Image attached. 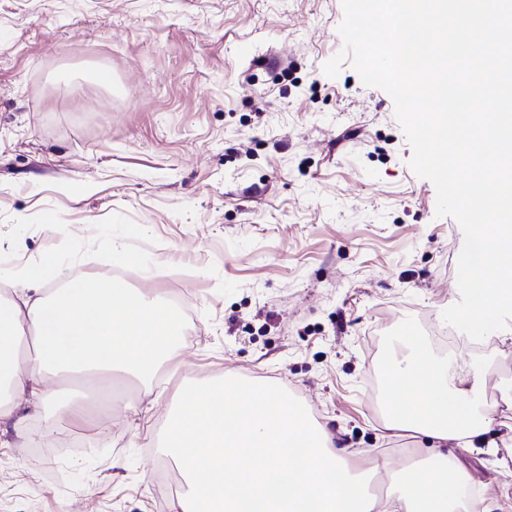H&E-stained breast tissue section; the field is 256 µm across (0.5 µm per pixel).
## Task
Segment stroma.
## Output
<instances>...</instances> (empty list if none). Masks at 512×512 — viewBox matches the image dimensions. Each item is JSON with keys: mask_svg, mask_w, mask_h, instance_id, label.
<instances>
[{"mask_svg": "<svg viewBox=\"0 0 512 512\" xmlns=\"http://www.w3.org/2000/svg\"><path fill=\"white\" fill-rule=\"evenodd\" d=\"M342 0H0V275L23 287L110 277L162 295L177 354L119 404L20 407L0 426V512H172L158 481L186 388L225 373L277 382L362 468L423 438L391 437L382 378L413 351L447 361L493 417L496 454L448 444L474 512H512V370L497 334H454L458 222L436 214L388 92L351 58L336 77ZM126 261L113 260V251ZM71 410L58 420V407ZM86 436L60 455L63 432Z\"/></svg>", "mask_w": 512, "mask_h": 512, "instance_id": "1", "label": "stroma"}]
</instances>
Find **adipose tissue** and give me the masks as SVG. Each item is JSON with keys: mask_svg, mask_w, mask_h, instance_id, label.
I'll list each match as a JSON object with an SVG mask.
<instances>
[{"mask_svg": "<svg viewBox=\"0 0 512 512\" xmlns=\"http://www.w3.org/2000/svg\"><path fill=\"white\" fill-rule=\"evenodd\" d=\"M177 319L155 294L108 278L71 282L44 297L0 302V422L19 404L53 403L46 375L91 383L119 375L149 386L171 361ZM387 429L426 438L432 450L380 473L400 489L376 499L362 474L336 453L322 426L275 387L224 377L187 393L171 415L165 445L185 489L174 512H456L470 474L441 454L448 441L473 446L491 424L467 379L447 362L414 356L393 363Z\"/></svg>", "mask_w": 512, "mask_h": 512, "instance_id": "1", "label": "adipose tissue"}]
</instances>
